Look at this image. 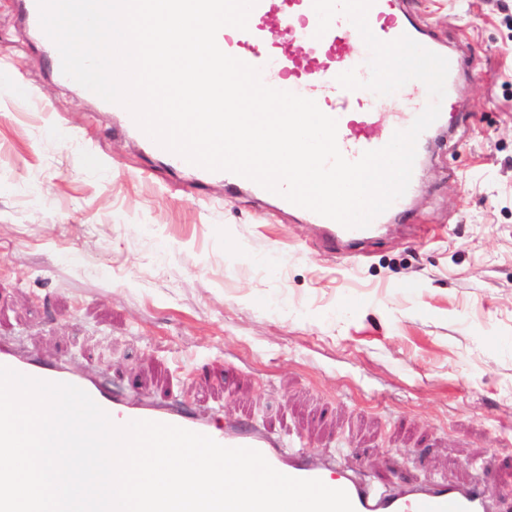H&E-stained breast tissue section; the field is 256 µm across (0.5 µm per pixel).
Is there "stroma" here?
Instances as JSON below:
<instances>
[{
  "label": "stroma",
  "mask_w": 512,
  "mask_h": 512,
  "mask_svg": "<svg viewBox=\"0 0 512 512\" xmlns=\"http://www.w3.org/2000/svg\"><path fill=\"white\" fill-rule=\"evenodd\" d=\"M0 0V338L390 482L512 485V0H404L451 131L355 249L170 168Z\"/></svg>",
  "instance_id": "stroma-1"
}]
</instances>
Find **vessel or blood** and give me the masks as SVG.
Returning <instances> with one entry per match:
<instances>
[{
  "label": "vessel or blood",
  "instance_id": "1",
  "mask_svg": "<svg viewBox=\"0 0 512 512\" xmlns=\"http://www.w3.org/2000/svg\"><path fill=\"white\" fill-rule=\"evenodd\" d=\"M368 23L377 38L391 41L408 35L436 50L435 42L425 39L421 29L402 7V0H374ZM318 18L312 0H257L247 30L224 27L217 34L219 48L228 55L259 67L264 82L273 88L294 92L314 100L320 110L338 122L337 142L348 160H358L362 153L384 146L371 128L378 117V96L367 89L347 90L336 77L349 69L360 80H368L370 68L352 56L350 48L360 34L344 14H337L330 29L316 36ZM298 42L313 45L308 56L296 55ZM412 101L396 114L393 130L411 126L430 101L426 86L417 80L405 84ZM406 198L397 199L365 228L348 229L316 213L308 219L322 230L326 240L340 241L347 247L360 244L379 231L391 218L403 213ZM0 365L36 379L69 383L86 391L119 424L149 420L176 425L207 435L226 447H248L261 452L277 471L295 478L318 479L333 489L345 490L354 512H487L490 496L484 487H456L447 484L404 485L386 491L357 479L345 471L312 464L299 450L284 451L280 440L262 432L233 424L214 427L177 404L138 402L102 388L91 378L74 375L64 364H47L18 352L0 342Z\"/></svg>",
  "mask_w": 512,
  "mask_h": 512
}]
</instances>
